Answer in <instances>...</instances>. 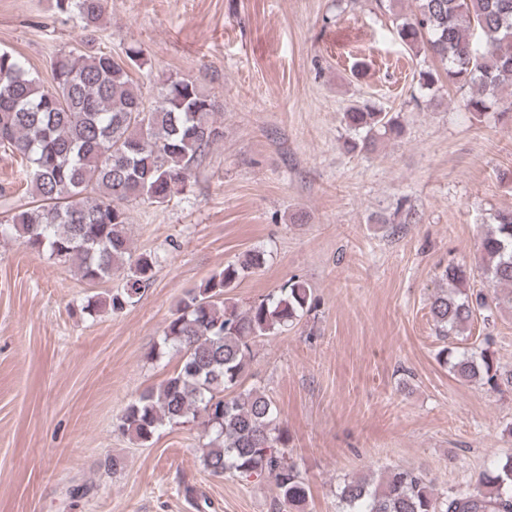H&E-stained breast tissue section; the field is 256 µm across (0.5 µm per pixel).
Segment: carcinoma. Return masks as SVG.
I'll return each instance as SVG.
<instances>
[{
  "label": "carcinoma",
  "mask_w": 512,
  "mask_h": 512,
  "mask_svg": "<svg viewBox=\"0 0 512 512\" xmlns=\"http://www.w3.org/2000/svg\"><path fill=\"white\" fill-rule=\"evenodd\" d=\"M111 0H50L56 14L76 17L84 31L101 27ZM417 10L396 24L409 50L425 51L441 67L417 73L419 88L435 93L443 83L470 93L473 118L512 122V0H417ZM139 48L125 58L102 50L68 52L50 65L45 86L17 56L0 51V147L16 152L29 172L36 206L0 224V236L20 240L77 269L96 286L116 273L120 291L93 295L82 311L113 313L135 303L150 287L156 260L135 254L129 205H162L181 193L209 149L224 137L211 119L215 99L195 81L170 75L146 101L133 79L143 70ZM358 138L352 151H368L380 138H399L401 116L371 103L343 115ZM481 278L453 261L440 272L443 287L429 302L440 336H459L484 312L512 308V210L494 214L480 238ZM264 262L249 251L214 271L177 303L163 330L162 346L180 356L179 368L142 391L125 407L117 429L148 446L166 425H197L204 440L203 466L214 477H264L275 489L272 512H305L309 487L288 458V431L278 423L272 399L242 388L257 339L277 336L311 312L310 288L291 278L241 309L232 296L240 281ZM458 378L479 380L493 391L512 388V369L494 364L488 350L463 351L446 360ZM341 512H512V457L485 470L473 489L438 494L419 469H397L379 480L351 478L338 493Z\"/></svg>",
  "instance_id": "cac0c4a2"
}]
</instances>
